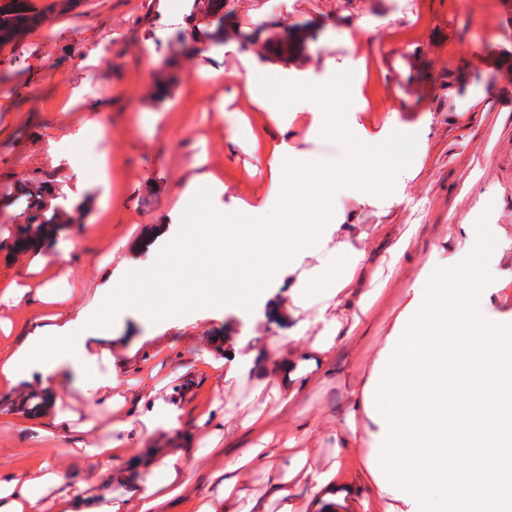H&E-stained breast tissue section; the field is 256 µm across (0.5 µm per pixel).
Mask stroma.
Returning <instances> with one entry per match:
<instances>
[{"label": "stroma", "mask_w": 512, "mask_h": 512, "mask_svg": "<svg viewBox=\"0 0 512 512\" xmlns=\"http://www.w3.org/2000/svg\"><path fill=\"white\" fill-rule=\"evenodd\" d=\"M33 2L48 8L42 23L0 49V283L28 289L19 304L0 303V319L11 323L1 345L33 333L43 314L33 293L40 278L12 246L34 206L57 215L45 245L70 251L75 277L58 291L72 318L96 319L100 286L181 232L171 217L176 202L185 221L218 209L229 224L244 206H264L270 173L262 155L274 140L335 171L334 239L363 251L358 289L377 292L355 341L337 351L305 406L334 418L345 412L425 263L475 269L468 290L451 280L440 288L457 315L479 308L512 344V0H235L220 45L212 26L193 16L192 0ZM210 70L224 71V80L207 78ZM244 70L261 76L260 90L287 112V123L271 120L232 80ZM86 112L100 116L107 138L77 149L79 184L47 141ZM315 112L324 127L318 135L309 132ZM358 124L401 142L400 163L347 172ZM103 149L115 159L104 183L97 177ZM199 170L219 188L183 199ZM464 222L482 225L483 238L462 235ZM406 234L412 248L394 259L389 245ZM250 278L237 259L219 254L185 265L162 288L167 306L158 318L133 308L110 313L111 337L88 339L112 350L98 376L114 380L118 393L150 392L188 415L206 412L216 393L232 416L248 400L274 410L275 400L256 395L253 382L216 384L210 366L242 344L262 349L296 324L286 310L295 275L283 274L245 309ZM34 391L28 381L0 386V448L13 449L12 472L34 470L49 455L89 478L69 453L68 433L31 437ZM56 397L79 421H94L98 437L137 444L138 428H115L109 409L79 389L63 386ZM312 446L313 469L341 459V480L355 485L334 512H409L392 495L380 507L362 506L373 484L368 437L340 457L326 427Z\"/></svg>", "instance_id": "stroma-1"}]
</instances>
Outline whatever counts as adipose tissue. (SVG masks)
<instances>
[{"label": "adipose tissue", "mask_w": 512, "mask_h": 512, "mask_svg": "<svg viewBox=\"0 0 512 512\" xmlns=\"http://www.w3.org/2000/svg\"><path fill=\"white\" fill-rule=\"evenodd\" d=\"M360 147L347 161L355 173L396 160L398 146L379 136L360 132ZM271 185L267 201L283 212L318 208L323 222L306 227L303 244H295L288 225H281L277 238L256 236L252 243L259 270L257 290L272 286L282 269L300 264L307 253L319 254L320 265L301 274L291 292L290 315L310 310L313 320H298L288 339L271 342L262 352H236L212 369L216 379H255L259 387H271L278 405L272 412L257 409L235 419L208 410L195 422V432L212 444L231 448L224 466L213 475L212 490L202 494L192 476L209 466V458L191 448H122L117 442L94 437L93 422L80 424L81 435L72 442L74 455L90 467L108 472L112 483L126 485L124 497L115 499L101 486L79 480L70 465L50 459L37 469L17 476L0 471V512H162L166 501L177 498L196 512H268L269 502L280 512H294L300 493H307L313 512L323 505L343 500L350 486L339 483L340 461L328 468L312 469L307 437L321 427L320 415L298 409L306 390L323 374L346 341L338 321H326L331 307L355 300L369 310L372 299L355 294L362 252L347 245L330 248L337 226L336 206L330 193H317L298 180V173L319 174L315 160H301L287 142H273L265 149ZM215 246L203 242L187 247L180 236L171 237L163 253L131 269L120 283L108 284L99 295L102 310L137 308L144 315L159 316L162 307L149 295V287L169 279L177 261L206 262ZM45 279L36 290L37 299L48 306L55 324L28 337L19 347L0 353V382L15 385L33 379L51 391L73 380L86 397L123 408L127 396L113 393L111 382L98 379V359H111L109 349L95 352L87 337L108 336L111 325L64 321L65 298L55 291L58 281L73 273L70 254L62 250L42 257L34 266ZM454 277L458 288L470 286L468 275L442 263L423 265L418 286L409 288L410 299L385 345L378 350L369 375L350 392L344 416L335 424L338 447L358 443V423H372L367 435L372 453L369 468L374 474L372 493L382 499L389 489H398L406 502L421 500L431 485L444 488V499L453 512H494L495 489L483 481L449 476L447 470L420 464V451L431 448H474L481 443L512 440V407L503 402L504 369L512 366V346L504 344L491 321L480 312L456 316L448 295L438 284ZM321 322L317 335H309L311 321ZM263 474L266 493L254 495L248 476Z\"/></svg>", "instance_id": "ef3b65f1"}]
</instances>
